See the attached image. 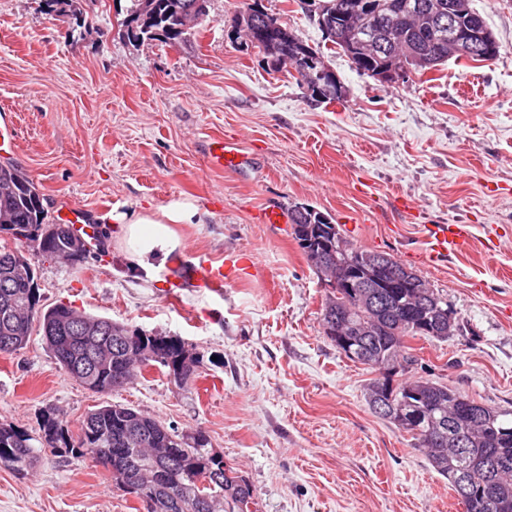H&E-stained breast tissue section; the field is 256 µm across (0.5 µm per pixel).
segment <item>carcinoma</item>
<instances>
[{
    "label": "carcinoma",
    "instance_id": "1",
    "mask_svg": "<svg viewBox=\"0 0 512 512\" xmlns=\"http://www.w3.org/2000/svg\"><path fill=\"white\" fill-rule=\"evenodd\" d=\"M460 6L456 13L458 28H466L480 16L470 0H441ZM195 0H132L123 25H136L128 40L143 44L159 41L182 45L191 42ZM350 0H312L308 6L317 16V24L325 32V41L349 54L355 69L373 76L389 67L390 55L365 51L357 35L350 29L346 5ZM274 19L260 0L239 12L235 23L258 28ZM432 18L426 14L405 20L403 41L419 61L410 63L413 70L426 72L448 61V45L432 42ZM267 65V71L288 70L281 59L310 57L324 63V53L302 40L286 25H279L268 39L254 45ZM47 213L42 195L27 174L14 165L0 164V231H6L19 242L35 240L34 234L48 231L40 253L56 257L66 247L72 233L63 224L46 223ZM293 234L310 262H327L336 254V243L343 242L347 255L355 260L360 272L374 266L379 252L354 246L343 237L338 225L321 212L309 207H295L290 212ZM29 264L24 253L0 247V354H12L26 347L33 331L42 333L48 350L61 368L87 389L108 394L124 388L137 372L147 366H162L173 371L180 368V385L186 386L197 375L199 360L179 365L183 341L175 336H147L137 333L125 336L127 330L109 318L80 314L60 303L50 307L41 304L35 277L20 278L13 274L17 266ZM387 307L371 303L363 288L332 290L323 306V327L334 328L348 323L352 353L342 348L352 362L375 372L390 364L403 362L400 372L408 371L416 359L410 353L407 339L420 335L422 319L430 315L450 313L448 300L413 269L408 279L394 288H381ZM400 405L407 400L417 408L439 414L454 402L461 407L456 437L462 448L438 443L416 431L397 415L382 418L410 434L416 446L424 449L436 473L448 479L458 490L461 475H466L467 499L479 506V512H512V420L507 413L476 402L448 385L428 377L395 383L380 376L367 388L370 409L380 400ZM41 446L18 428L0 425V467L20 471L38 461L41 452L50 448L56 456L92 454L101 464L121 457L124 480L132 486L130 493L138 498L162 495L167 500L166 512H224V500L242 501L252 497L248 483L235 479L224 470V457L209 448V439L201 432L182 434L161 422L121 404L107 403L90 412L80 424L78 435L51 411L40 418Z\"/></svg>",
    "mask_w": 512,
    "mask_h": 512
}]
</instances>
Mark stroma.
<instances>
[{"label":"stroma","instance_id":"1","mask_svg":"<svg viewBox=\"0 0 512 512\" xmlns=\"http://www.w3.org/2000/svg\"><path fill=\"white\" fill-rule=\"evenodd\" d=\"M244 0H210L193 46L136 45L123 33L131 0H0V108L16 112L12 162L44 196L49 223L69 204L132 213L191 201L180 262L134 272L118 225L71 263L30 259L44 305L64 303L146 335L179 337L200 360L180 386L166 368L96 394L70 378L33 333L0 354V424L38 436L51 410L78 429L107 403L183 433L203 431L252 489V512H465L410 434L374 414L375 373L340 354L323 329L328 287L291 225L260 210L308 206L362 248L412 267L448 301L460 328L410 345L413 372L512 412V0H471L500 45L494 61L448 60L392 83L360 74L343 52L327 64L345 88L311 102L231 37ZM310 46L321 30L301 0H261ZM480 97L464 95L465 85ZM232 135L252 160L212 168L206 140ZM471 225L465 253L428 261L431 229ZM237 252L249 275L222 294L171 288L182 261ZM92 287H85V279ZM0 512H144L91 454L42 453L0 468Z\"/></svg>","mask_w":512,"mask_h":512}]
</instances>
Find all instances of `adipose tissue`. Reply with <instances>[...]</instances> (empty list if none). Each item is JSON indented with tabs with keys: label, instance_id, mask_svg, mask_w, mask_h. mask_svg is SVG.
<instances>
[{
	"label": "adipose tissue",
	"instance_id": "1",
	"mask_svg": "<svg viewBox=\"0 0 512 512\" xmlns=\"http://www.w3.org/2000/svg\"><path fill=\"white\" fill-rule=\"evenodd\" d=\"M111 220L120 226L121 240L132 268L151 278L167 265L172 252L181 246L173 225L197 224L201 218L192 203L175 200L158 209L131 214L115 212Z\"/></svg>",
	"mask_w": 512,
	"mask_h": 512
}]
</instances>
